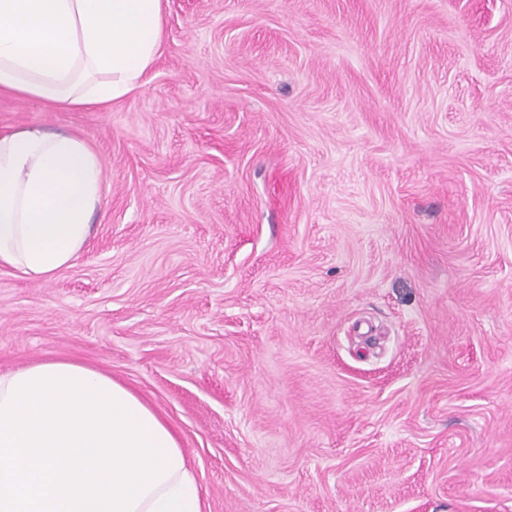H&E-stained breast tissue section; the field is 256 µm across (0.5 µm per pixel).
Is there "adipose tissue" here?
Here are the masks:
<instances>
[{
  "label": "adipose tissue",
  "mask_w": 512,
  "mask_h": 512,
  "mask_svg": "<svg viewBox=\"0 0 512 512\" xmlns=\"http://www.w3.org/2000/svg\"><path fill=\"white\" fill-rule=\"evenodd\" d=\"M164 39L163 0H0V89L86 108L136 89ZM105 192L80 137L31 126L0 133V267L46 279L71 266ZM135 512H205L190 466Z\"/></svg>",
  "instance_id": "obj_1"
}]
</instances>
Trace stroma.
<instances>
[{
  "mask_svg": "<svg viewBox=\"0 0 512 512\" xmlns=\"http://www.w3.org/2000/svg\"><path fill=\"white\" fill-rule=\"evenodd\" d=\"M103 109L0 92L107 192L0 268V372L71 359L178 431L206 512H512V0H164Z\"/></svg>",
  "mask_w": 512,
  "mask_h": 512,
  "instance_id": "35a3bbf8",
  "label": "stroma"
}]
</instances>
